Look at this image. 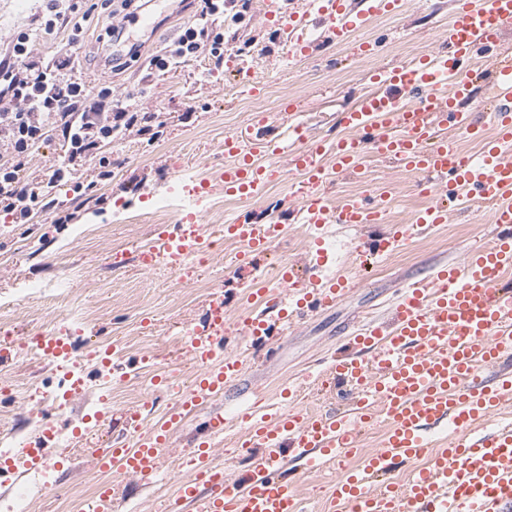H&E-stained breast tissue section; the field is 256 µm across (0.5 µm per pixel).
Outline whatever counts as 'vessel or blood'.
Listing matches in <instances>:
<instances>
[{
  "label": "vessel or blood",
  "mask_w": 512,
  "mask_h": 512,
  "mask_svg": "<svg viewBox=\"0 0 512 512\" xmlns=\"http://www.w3.org/2000/svg\"><path fill=\"white\" fill-rule=\"evenodd\" d=\"M399 4L310 0L307 11L272 9L267 17L292 57L307 54L311 47L305 37L311 17L325 23L327 40L348 44L373 15L397 11ZM511 27L512 0H455L447 51L373 75V82L384 90L362 95L344 112L342 122L352 135L329 149L331 168L320 165L326 149L308 143L300 122L290 123L288 138L280 142L257 131L225 137L224 152L236 159L224 168L227 195L248 198L275 176V168L258 163V156H288L306 177L301 220L319 229L382 223L389 205L385 191L329 204L321 194L328 171L359 174L363 156L371 151L421 177L433 203L417 212L404 231L379 238L374 244L377 254H386L424 228L446 223L447 202L469 197L493 204L494 230L489 243L473 250L465 263L442 265L404 285L391 308L390 328L370 322L351 333L348 345L355 357L336 359L325 379L329 388L350 391L345 412L315 415L289 408L273 422L266 410L248 407L241 415L246 424L243 445L260 454L241 483L227 484L223 469L213 463L211 440L223 433L224 417L210 415L196 438L197 477L183 482L177 497L192 512H307L282 466L288 447L303 449L305 461L314 466L358 458V465L343 468L333 485L330 505L338 512H512V424L494 420L512 401V285L504 281L505 272L512 269L511 54L495 57L479 111L462 106L472 88L464 64L478 48L499 45ZM481 112L490 117L496 135L472 158L457 149L447 132L453 128L481 136ZM224 230L258 250L278 227L239 216ZM200 245V240L168 233L158 240L159 252L174 265ZM310 282L300 291L298 310L332 305L347 286L344 279L315 274ZM223 327L222 304H211L189 341L199 375L180 393L178 406L241 385L242 360L218 355L215 349ZM379 420L387 425L384 444L363 453L358 427ZM479 420L488 422V430L472 433L471 425ZM440 426L449 429L448 445L430 449L426 434ZM165 440L157 430L131 445L114 440L94 452L95 465L101 470L116 467L134 477L155 476Z\"/></svg>",
  "instance_id": "vessel-or-blood-1"
}]
</instances>
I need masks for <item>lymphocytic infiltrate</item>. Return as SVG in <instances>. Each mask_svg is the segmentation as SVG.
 Returning <instances> with one entry per match:
<instances>
[{
	"instance_id": "f902f5d3",
	"label": "lymphocytic infiltrate",
	"mask_w": 512,
	"mask_h": 512,
	"mask_svg": "<svg viewBox=\"0 0 512 512\" xmlns=\"http://www.w3.org/2000/svg\"><path fill=\"white\" fill-rule=\"evenodd\" d=\"M239 0H190V14L179 35L166 47L143 57L142 46L126 43L124 29L110 24L104 29L108 42L121 44L122 56L108 59L111 69L124 59L145 60L143 81L166 74L189 58L205 53L215 61L224 58V31L246 17ZM83 18L77 4L61 5L48 0L47 11L21 32L0 57V140L6 141L4 163L0 164V211L11 214L14 223H29L34 212L51 215L54 223H70L74 215L50 190L31 191L20 198L16 186L27 168L33 148L43 140L48 125H55L68 145L66 158L54 168V183H69L80 167L97 160L99 181L112 178L111 162L103 149L120 133L138 126L134 105L112 93V85L94 86L72 79L82 61L75 50L83 34ZM66 30L69 50L50 57L34 55V37Z\"/></svg>"
}]
</instances>
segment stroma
Instances as JSON below:
<instances>
[{"instance_id":"1","label":"stroma","mask_w":512,"mask_h":512,"mask_svg":"<svg viewBox=\"0 0 512 512\" xmlns=\"http://www.w3.org/2000/svg\"><path fill=\"white\" fill-rule=\"evenodd\" d=\"M101 3L79 4L87 14L80 49L87 62L80 76L92 85L109 81L113 94L130 97L141 111L155 113L161 135L151 140L131 130L118 136L108 151L115 171L109 182H97L94 165L87 163L80 169V180L89 184V191H74L69 184L56 187V196L78 213L73 223L16 224L0 212V299H17L15 311L0 312V332L22 336L50 318V311L19 295L22 285L42 283L82 314L77 337L85 349L105 341L120 348L110 364L112 402L99 420L94 417L99 361L88 358L85 349L74 356L84 385L64 413L42 399L57 392L63 376L59 365L17 355L0 365V382L12 386L4 394L8 405L0 415L28 438H37L38 427L48 422L60 430L68 418L93 417L80 449L47 441L43 459L49 494L32 499L26 512H81L93 483L101 479L112 484V512H170L180 484L195 477L189 463L195 428L215 412L224 415L227 425L212 441L213 462L223 468L226 481L239 478L248 454L239 443L242 409L254 403L276 409L287 399L312 413L331 407V398L323 395L315 376L328 360L347 353V331L368 316L390 323L391 303L408 280L444 261L464 262L490 231V205L452 206L447 223L414 236L385 258L370 256L369 243L376 234L411 223L431 198L414 177L368 156L366 174L356 179L332 175L323 187L332 203L372 188L391 190L385 223L333 224L328 229L326 273L351 281L349 292L288 329H275L265 347L253 346L245 333L248 319L265 309L267 301L286 293L281 281L269 278V270L290 267L299 287H308L313 232L294 217L302 204L301 176L288 157L278 160L281 177L270 180L254 198L241 201L225 195L224 167L230 162L224 154L225 135L247 131L261 116L271 133H282L288 127L285 111L292 108L309 138L329 143L344 136L339 114L357 94L372 90L374 69L445 49L453 0H403L398 12L374 16L351 44L321 38L298 60L288 59L279 41L272 39L266 0H249L247 27L224 39L223 65L202 54L149 83L141 80L140 62L121 72L100 66L99 35L107 22ZM45 6V0H0V50L29 29ZM243 40L253 41L254 48L241 56L237 48ZM257 85L267 100L258 114L248 109L251 89ZM190 174L208 180L214 197L224 201V216L217 219L206 211L182 229L223 239L224 248L176 273L164 266L148 268L140 259V244L155 238L154 227L127 222L121 206L151 208L155 194ZM242 211L260 222L277 218L284 228L281 238L267 245L246 270L240 267L241 242L224 234L226 220ZM86 228L91 231L87 237L82 234ZM213 281L218 284L214 290L209 287ZM215 302L224 305V349L244 361L249 394L214 398L174 425L155 476L140 480L117 470L97 472L92 449L116 437L135 441L175 410L179 390L188 387L196 373L185 333L199 325ZM294 467L291 487L297 496L308 506H327L337 465L310 470L298 460Z\"/></svg>"}]
</instances>
